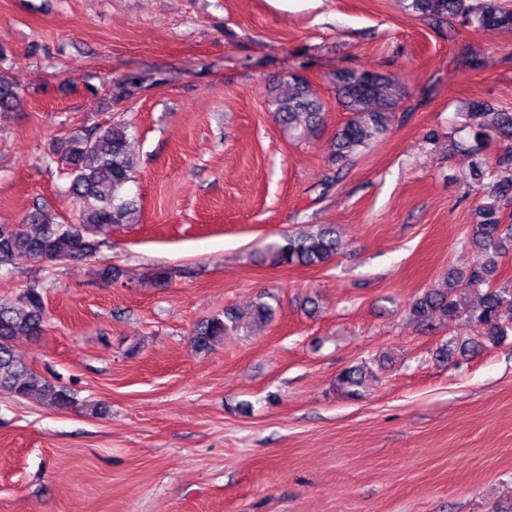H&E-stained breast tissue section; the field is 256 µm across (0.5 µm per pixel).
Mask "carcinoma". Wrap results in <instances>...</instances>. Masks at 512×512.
<instances>
[{
    "mask_svg": "<svg viewBox=\"0 0 512 512\" xmlns=\"http://www.w3.org/2000/svg\"><path fill=\"white\" fill-rule=\"evenodd\" d=\"M409 8L435 22L457 19L478 30L512 31V9L504 8L500 0H410ZM335 80L339 101L349 117L336 132L331 159L335 171L327 176L330 182L354 154L387 130L400 103V97L385 91L382 77L372 72H338ZM291 81L294 92L285 98H270V105L288 136L300 139L318 129L324 105L303 76L293 74ZM20 103L19 87L0 73V114L16 110ZM460 117L473 131L474 144L454 140L453 146L469 153L470 173L476 183L492 179V189L483 192L466 240L476 250L477 260L466 270L448 273L444 287L427 290L410 307L412 318L424 326L438 318L450 321L463 316L477 328L476 337L441 347L439 358L446 361L483 345L497 346L512 333V279L498 276L499 259L512 252V214L505 213V205L512 202V160L493 168L482 153L483 145L492 141L512 146V112L472 101ZM50 161L69 179V192L79 204L76 223H59L38 206L28 214L22 229L0 224V268L20 257L38 264L95 259L106 231L133 221L136 208L126 195L133 178L126 126L114 124L75 133L67 138L65 151ZM337 245L336 225L318 224L313 231L288 234L283 242L269 245L267 255L278 266L317 267L332 260ZM241 319V315L226 311L221 317L199 322L192 334L193 347L212 350L224 333L238 328ZM44 323L45 302L39 283H30L13 300H0V390L45 400L58 410L102 413V407L78 400L72 390L37 374L15 356V339L39 336ZM368 374L365 365L350 367L337 376L336 390L358 398Z\"/></svg>",
    "mask_w": 512,
    "mask_h": 512,
    "instance_id": "obj_1",
    "label": "carcinoma"
}]
</instances>
